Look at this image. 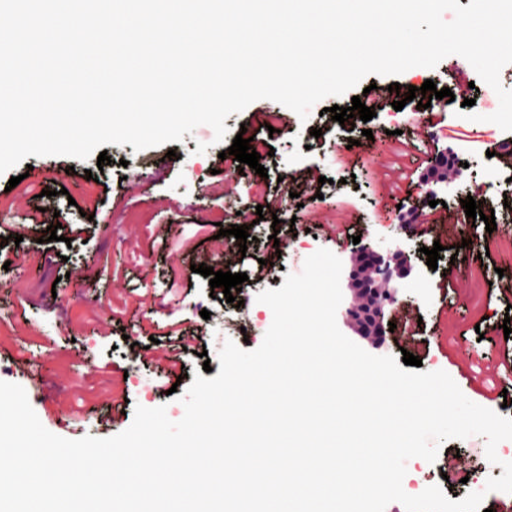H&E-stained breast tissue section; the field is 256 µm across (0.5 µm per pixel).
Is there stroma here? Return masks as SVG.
Segmentation results:
<instances>
[{"mask_svg": "<svg viewBox=\"0 0 512 512\" xmlns=\"http://www.w3.org/2000/svg\"><path fill=\"white\" fill-rule=\"evenodd\" d=\"M470 63L450 55L432 69L406 71L400 83H424L455 87L457 82L477 80ZM372 74L355 87L352 95L329 97L323 109H312L308 119L275 101L260 99L225 120L228 133L214 143L213 131L202 125L183 141H171L142 151L132 145H107L110 165L96 159L82 162L61 156H30L25 163L0 175V207L12 217L43 209L44 219L62 224L87 223L82 238L72 243L43 241L42 225L26 229L20 252L38 261L37 271L0 267V279L11 278L9 292L0 293V380L21 385L42 425L68 439L87 435H116L108 426L111 395L125 401L124 425H131L136 406H166L171 420H180L184 407L179 393L192 384L194 372L203 366L219 370L217 353L226 341L257 348L269 329L273 315L256 303L262 290L278 289L290 273L300 272L305 259L317 249L334 251L348 260L354 239L373 243L394 239L411 248L432 247L445 241L446 225L463 228V240L447 244L436 268H423L422 279L405 298L411 316L422 317L413 339L400 332L386 335V352L419 356L422 371L442 370L469 393V377L482 379L487 389L498 387L496 376L477 362L479 353L501 357L512 351V337H505L502 323L506 306L512 305V255L497 249L498 241L512 239V216L503 214L499 201L511 190L508 184H487L493 170L512 175V159L490 155L491 123L460 117L459 102H450L446 128L419 126L406 120L413 103L404 110L385 105L370 121L341 126L329 109L350 107L352 96L364 87L381 83ZM278 109L282 120L277 134H270L266 109ZM320 136H312V129ZM373 135L391 132L393 144L407 145L405 154L374 155L363 129ZM254 137L268 171L260 177L255 169H242L227 150L239 131ZM470 146L468 168L448 190L438 191L436 207H429L422 184L411 182L410 168L432 165L448 138ZM352 141L346 156H335L332 145ZM208 149L198 153V143ZM41 175L40 182L23 178L27 169ZM18 177L9 187L10 177ZM483 197L484 214L495 216L496 230L487 231L482 219H466L460 201L473 192ZM279 195L276 209L266 206L269 195ZM435 209L443 230L416 237L398 221L403 210ZM207 222L211 233L231 225H248L250 238L239 244L234 236L223 237V253H215L212 241L202 242L192 253H164L161 237L178 228L191 231L193 224ZM320 227V237L304 238L295 250L275 252L268 244L272 234L290 237L292 226ZM269 264L264 280L252 278L259 261ZM205 264L215 270L249 274L234 302H227L222 288H211L207 277L194 267ZM482 265L483 279L465 277L449 281L450 267ZM181 272L191 292L184 304L162 307V293L170 269ZM210 311L203 319L202 311ZM171 320L201 329L202 339L185 355V378L174 394L162 388L153 363L139 358L147 339L140 325ZM21 362L33 363L32 373L18 372ZM126 373L117 389L105 377L111 371ZM463 457L481 472L471 475L469 487L454 485L457 495L484 488L488 477H500L502 467L486 457V440L473 436L441 444L434 469Z\"/></svg>", "mask_w": 512, "mask_h": 512, "instance_id": "stroma-1", "label": "stroma"}]
</instances>
